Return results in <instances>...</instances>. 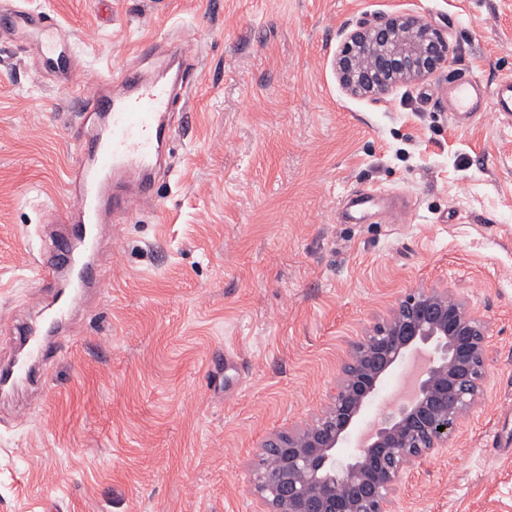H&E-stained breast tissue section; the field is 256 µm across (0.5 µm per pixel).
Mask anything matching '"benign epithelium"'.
<instances>
[{
    "instance_id": "1",
    "label": "benign epithelium",
    "mask_w": 512,
    "mask_h": 512,
    "mask_svg": "<svg viewBox=\"0 0 512 512\" xmlns=\"http://www.w3.org/2000/svg\"><path fill=\"white\" fill-rule=\"evenodd\" d=\"M449 61L438 30L391 14L353 30L336 65L345 89L368 94L432 75ZM420 352L426 360L410 388L372 425L355 455L340 459L366 404ZM488 357L487 324L461 298L437 286L412 289L350 345L336 394L315 421L262 441L258 512H392L400 477L448 447L478 404Z\"/></svg>"
}]
</instances>
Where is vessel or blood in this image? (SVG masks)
Here are the masks:
<instances>
[{
    "instance_id": "b4317fda",
    "label": "vessel or blood",
    "mask_w": 512,
    "mask_h": 512,
    "mask_svg": "<svg viewBox=\"0 0 512 512\" xmlns=\"http://www.w3.org/2000/svg\"><path fill=\"white\" fill-rule=\"evenodd\" d=\"M15 32L37 40L46 72L66 80L82 118L74 130L80 158L66 174L72 204L67 213L50 209L42 218L53 226L76 225L77 244L63 255L38 259L35 279L41 284L55 282L68 266L77 287L84 288L92 280L108 215L129 213L152 193L161 167L160 150L171 137L180 94L198 79L195 58L181 47L173 57V74L147 76L129 67L118 79L91 90L77 82L74 51L53 17L24 7L21 0H0V34ZM447 101L449 114L458 120L488 106L498 118L512 119V77L489 85L473 77L460 78L449 84ZM68 306V295L58 294L42 324L18 327L26 351L11 369L0 373V383L32 379L31 363L44 354L45 327L61 326Z\"/></svg>"
}]
</instances>
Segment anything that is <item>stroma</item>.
<instances>
[{"label": "stroma", "instance_id": "1", "mask_svg": "<svg viewBox=\"0 0 512 512\" xmlns=\"http://www.w3.org/2000/svg\"><path fill=\"white\" fill-rule=\"evenodd\" d=\"M74 42L78 79L170 49L201 78L156 199L111 225L103 292L70 307L46 382L0 397V512H257L256 453L311 422L352 342L412 288L442 286L488 324L480 404L407 472L393 512H512V123L460 125L436 97L512 76V0H27ZM414 15L449 65L375 96L336 56L360 22ZM155 43L148 59L137 50ZM71 93L34 47L0 41V364L53 298L33 258L68 199ZM372 186L405 217H344Z\"/></svg>", "mask_w": 512, "mask_h": 512}]
</instances>
